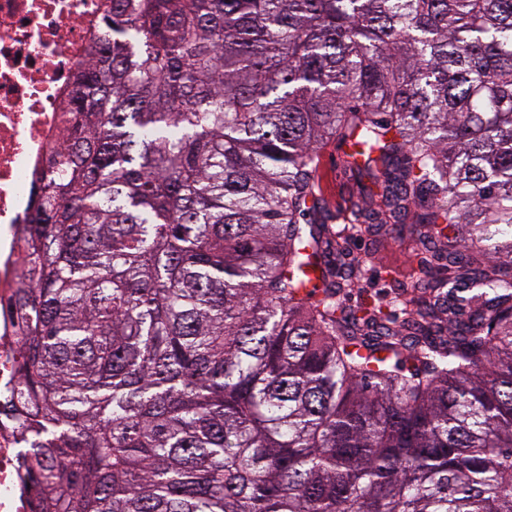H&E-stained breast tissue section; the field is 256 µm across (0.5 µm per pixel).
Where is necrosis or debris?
<instances>
[{
	"mask_svg": "<svg viewBox=\"0 0 512 512\" xmlns=\"http://www.w3.org/2000/svg\"><path fill=\"white\" fill-rule=\"evenodd\" d=\"M112 0H0V512H30L8 394L18 353L14 292L36 173L59 147L61 103Z\"/></svg>",
	"mask_w": 512,
	"mask_h": 512,
	"instance_id": "4bbe7bcc",
	"label": "necrosis or debris"
}]
</instances>
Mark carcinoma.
<instances>
[{
  "mask_svg": "<svg viewBox=\"0 0 512 512\" xmlns=\"http://www.w3.org/2000/svg\"><path fill=\"white\" fill-rule=\"evenodd\" d=\"M100 27L19 246L33 512H512V0ZM332 138L418 242L456 226L398 315L342 296Z\"/></svg>",
  "mask_w": 512,
  "mask_h": 512,
  "instance_id": "cac0c4a2",
  "label": "carcinoma"
}]
</instances>
